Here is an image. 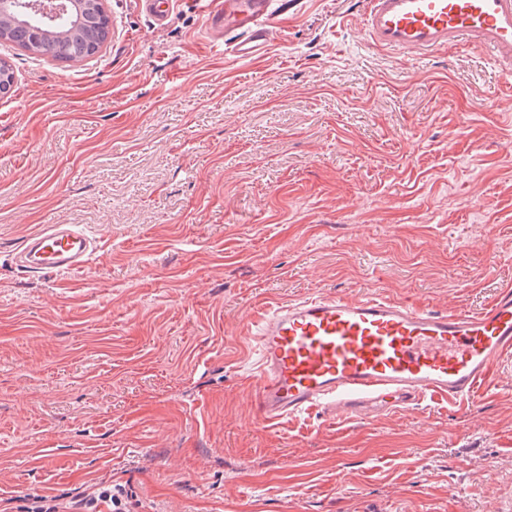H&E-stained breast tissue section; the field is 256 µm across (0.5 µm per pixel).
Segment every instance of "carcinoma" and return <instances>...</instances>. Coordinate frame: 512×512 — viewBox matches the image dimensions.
<instances>
[{"label":"carcinoma","mask_w":512,"mask_h":512,"mask_svg":"<svg viewBox=\"0 0 512 512\" xmlns=\"http://www.w3.org/2000/svg\"><path fill=\"white\" fill-rule=\"evenodd\" d=\"M110 19L101 0H81L79 12L51 30L37 19L30 20L27 34L19 35V25L3 23L5 40L36 55L62 62H78L100 52L109 35Z\"/></svg>","instance_id":"1"}]
</instances>
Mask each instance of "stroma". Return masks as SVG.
<instances>
[{"label": "stroma", "instance_id": "obj_1", "mask_svg": "<svg viewBox=\"0 0 512 512\" xmlns=\"http://www.w3.org/2000/svg\"><path fill=\"white\" fill-rule=\"evenodd\" d=\"M301 0L259 58L203 6L104 0L63 65L0 42V500L111 478L134 512H512V364L474 399L340 423L255 419L262 304L380 293L482 309L512 285V90L483 51L369 45ZM44 224L83 272L12 257ZM145 13L155 26H163L173 9L172 0H141ZM97 251L96 237L76 225L48 224L26 238L13 263L37 275H66L85 270Z\"/></svg>", "mask_w": 512, "mask_h": 512}]
</instances>
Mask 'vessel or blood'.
Segmentation results:
<instances>
[{
  "label": "vessel or blood",
  "instance_id": "b4317fda",
  "mask_svg": "<svg viewBox=\"0 0 512 512\" xmlns=\"http://www.w3.org/2000/svg\"><path fill=\"white\" fill-rule=\"evenodd\" d=\"M369 44L409 61L470 45L512 75V0H358ZM295 0H210L216 45L253 57L274 17ZM98 251L73 224L30 234L13 257L37 275L85 270ZM258 356L256 419L265 425L314 411L339 421L393 415L437 400L476 397L512 358V286L483 309L433 311L381 294L312 296L257 310L247 327Z\"/></svg>",
  "mask_w": 512,
  "mask_h": 512
}]
</instances>
